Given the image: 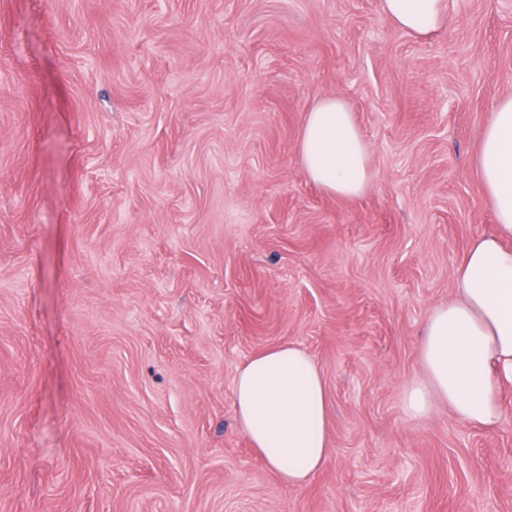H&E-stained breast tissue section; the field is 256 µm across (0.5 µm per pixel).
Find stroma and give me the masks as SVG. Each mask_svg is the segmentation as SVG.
<instances>
[{
	"instance_id": "35a3bbf8",
	"label": "stroma",
	"mask_w": 512,
	"mask_h": 512,
	"mask_svg": "<svg viewBox=\"0 0 512 512\" xmlns=\"http://www.w3.org/2000/svg\"><path fill=\"white\" fill-rule=\"evenodd\" d=\"M447 5L418 37L380 0H0V512H512V382L493 429L402 403L512 93V0ZM324 96L369 147L351 200L300 158ZM288 342L333 428L297 488L233 406Z\"/></svg>"
}]
</instances>
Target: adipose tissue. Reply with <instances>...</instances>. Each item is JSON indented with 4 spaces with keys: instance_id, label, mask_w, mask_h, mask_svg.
<instances>
[{
    "instance_id": "adipose-tissue-1",
    "label": "adipose tissue",
    "mask_w": 512,
    "mask_h": 512,
    "mask_svg": "<svg viewBox=\"0 0 512 512\" xmlns=\"http://www.w3.org/2000/svg\"><path fill=\"white\" fill-rule=\"evenodd\" d=\"M400 29L417 35L447 22L446 0H381ZM299 151L309 178L328 194L352 199L372 180L368 146L349 105L330 96L306 114ZM475 170L496 224L476 237L453 270L455 295L428 315L419 341L424 372L405 393L408 416L426 415L433 399L459 422L501 424V380L512 376V95L486 120ZM240 428L281 483L306 485L325 466L331 444L330 403L315 359L299 345L252 357L233 390Z\"/></svg>"
}]
</instances>
